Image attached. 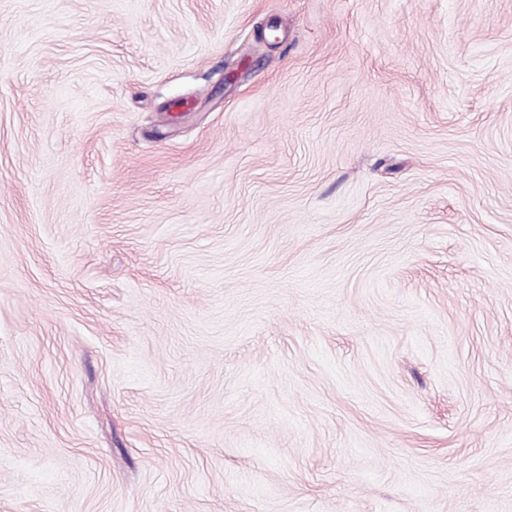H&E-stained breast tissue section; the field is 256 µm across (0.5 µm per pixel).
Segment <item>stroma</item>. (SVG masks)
<instances>
[{
  "label": "stroma",
  "mask_w": 512,
  "mask_h": 512,
  "mask_svg": "<svg viewBox=\"0 0 512 512\" xmlns=\"http://www.w3.org/2000/svg\"><path fill=\"white\" fill-rule=\"evenodd\" d=\"M0 512H512V0H0Z\"/></svg>",
  "instance_id": "1"
}]
</instances>
